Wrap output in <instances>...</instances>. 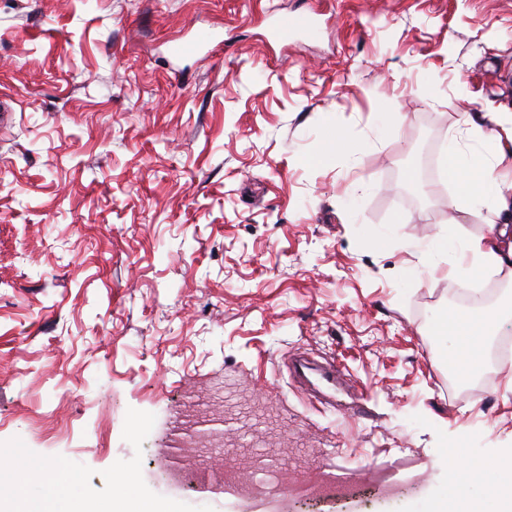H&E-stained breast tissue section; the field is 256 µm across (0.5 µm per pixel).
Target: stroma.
Segmentation results:
<instances>
[{
    "mask_svg": "<svg viewBox=\"0 0 512 512\" xmlns=\"http://www.w3.org/2000/svg\"><path fill=\"white\" fill-rule=\"evenodd\" d=\"M309 2L0 0V449L22 473L74 472L90 503L127 479L156 512H433L462 449L512 458V359L449 375L435 323L473 285L422 252L497 221L439 166L467 119L512 154V0H345L267 39L263 9ZM208 33L222 49L173 57ZM305 352L347 383L311 398L286 367ZM215 379L278 407L280 447L353 468L403 449L424 479L318 504L180 492L150 423ZM318 30V22L311 15L301 14L288 18L278 19L275 27V34L282 39L295 33L312 35Z\"/></svg>",
    "mask_w": 512,
    "mask_h": 512,
    "instance_id": "35a3bbf8",
    "label": "stroma"
}]
</instances>
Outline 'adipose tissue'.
<instances>
[{"label": "adipose tissue", "mask_w": 512, "mask_h": 512, "mask_svg": "<svg viewBox=\"0 0 512 512\" xmlns=\"http://www.w3.org/2000/svg\"><path fill=\"white\" fill-rule=\"evenodd\" d=\"M496 157L475 152L464 154L456 146H449L445 167L456 186L454 201L458 207L468 208L475 202L490 203L499 196L495 167ZM512 235V226L502 225L492 229L490 235L480 237H458L449 241L447 233L436 234L430 241L429 252L448 260V271L452 274H497L512 266V248L501 249L498 241ZM512 315V300L502 301L495 309L477 315L461 317L449 314L444 326L456 336L461 350L473 367H480L484 354L473 341L478 336H489L495 331L498 321ZM461 475L454 482L452 501L441 502L435 512H484L480 500L474 498L472 487L481 483L487 494L495 499V512H512V474L500 471L496 459L470 458L464 455L454 460ZM51 490L41 491L39 497L28 498L25 487L13 484L0 487V500L6 501L13 512H152L151 508L137 500L132 492H125L118 501H100L88 504L73 497L75 477L66 470L49 473Z\"/></svg>", "instance_id": "obj_1"}]
</instances>
